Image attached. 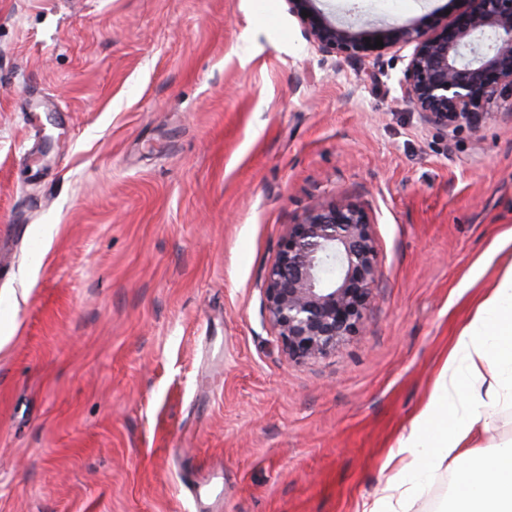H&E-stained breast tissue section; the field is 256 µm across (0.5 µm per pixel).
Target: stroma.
<instances>
[{"mask_svg": "<svg viewBox=\"0 0 512 512\" xmlns=\"http://www.w3.org/2000/svg\"><path fill=\"white\" fill-rule=\"evenodd\" d=\"M448 0H317L365 30ZM412 52L305 38L287 0H0V512H356L512 265V100L401 99ZM362 204L361 335L288 355L289 225Z\"/></svg>", "mask_w": 512, "mask_h": 512, "instance_id": "stroma-1", "label": "stroma"}]
</instances>
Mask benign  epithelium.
Here are the masks:
<instances>
[{"label":"benign epithelium","mask_w":512,"mask_h":512,"mask_svg":"<svg viewBox=\"0 0 512 512\" xmlns=\"http://www.w3.org/2000/svg\"><path fill=\"white\" fill-rule=\"evenodd\" d=\"M313 2L288 5L326 54L362 59L414 45L400 81L402 100L429 124L475 126L492 100L512 95V0H464L447 24L427 30L387 25L373 31L337 24ZM380 273L372 219L362 205L313 208L289 225L262 284L269 319L288 354L316 358L360 335Z\"/></svg>","instance_id":"obj_1"}]
</instances>
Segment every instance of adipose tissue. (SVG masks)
I'll return each mask as SVG.
<instances>
[{
    "label": "adipose tissue",
    "instance_id": "obj_1",
    "mask_svg": "<svg viewBox=\"0 0 512 512\" xmlns=\"http://www.w3.org/2000/svg\"><path fill=\"white\" fill-rule=\"evenodd\" d=\"M512 406V267L461 331L424 408L397 442L401 467L362 512H410L418 478L451 462L449 512H512V445L474 449L499 407Z\"/></svg>",
    "mask_w": 512,
    "mask_h": 512
}]
</instances>
